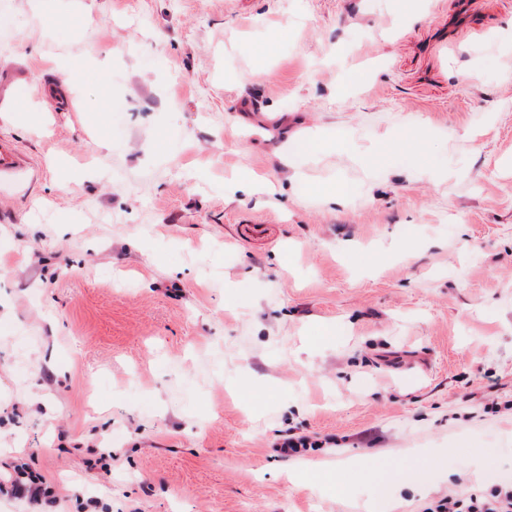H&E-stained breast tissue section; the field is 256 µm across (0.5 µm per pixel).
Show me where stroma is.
Listing matches in <instances>:
<instances>
[{"instance_id": "35a3bbf8", "label": "stroma", "mask_w": 512, "mask_h": 512, "mask_svg": "<svg viewBox=\"0 0 512 512\" xmlns=\"http://www.w3.org/2000/svg\"><path fill=\"white\" fill-rule=\"evenodd\" d=\"M9 101L0 512L512 478V0H0ZM21 159L15 147L8 141L0 140V183L13 177L22 169ZM47 493L40 478H35L24 465L14 467V475L7 481H0V496L12 498H27L31 503H37Z\"/></svg>"}]
</instances>
